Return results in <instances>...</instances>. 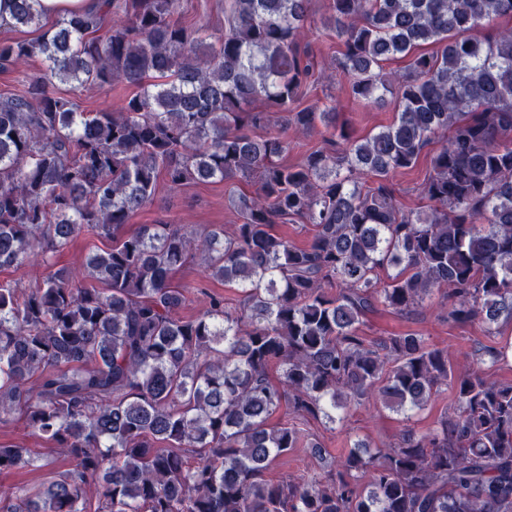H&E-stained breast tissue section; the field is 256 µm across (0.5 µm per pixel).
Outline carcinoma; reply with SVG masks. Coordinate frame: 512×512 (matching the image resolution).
I'll return each instance as SVG.
<instances>
[{
    "mask_svg": "<svg viewBox=\"0 0 512 512\" xmlns=\"http://www.w3.org/2000/svg\"><path fill=\"white\" fill-rule=\"evenodd\" d=\"M12 2L9 26L40 24L34 0ZM180 4L97 0L35 40H0L1 70L46 64L0 97V269L33 256L50 269L84 231L112 240L78 269L0 285V421L23 417L67 466L15 485L0 512H512V383L453 375L422 336L360 330L375 307L412 310L436 288L451 322L488 336L512 323V28L497 26L512 0H331L352 93L398 102L360 137L296 106L310 0H229L212 42ZM480 27L495 38L468 37ZM397 54L406 70L379 73ZM57 83L137 92L83 112ZM275 114L298 133L321 123L324 146L279 161L288 142L257 134ZM442 132L429 208L405 211L391 176ZM254 175L230 235L166 221L119 234L162 181ZM290 217L314 227L308 245L271 232ZM196 255L241 288L238 307L178 315L186 287L171 275ZM511 359L505 342L478 363ZM450 380L456 409L433 430L357 443L334 473L265 479L300 441L268 425L282 405L331 424L370 402L407 416ZM43 468L0 445V473Z\"/></svg>",
    "mask_w": 512,
    "mask_h": 512,
    "instance_id": "1",
    "label": "carcinoma"
}]
</instances>
